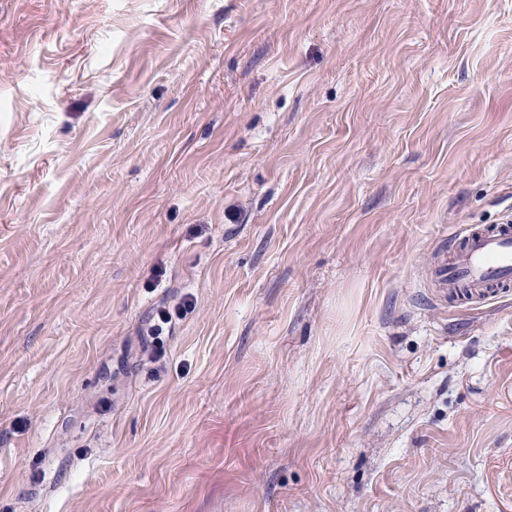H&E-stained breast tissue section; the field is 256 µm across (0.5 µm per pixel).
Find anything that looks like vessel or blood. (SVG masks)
Instances as JSON below:
<instances>
[{"label":"vessel or blood","mask_w":512,"mask_h":512,"mask_svg":"<svg viewBox=\"0 0 512 512\" xmlns=\"http://www.w3.org/2000/svg\"><path fill=\"white\" fill-rule=\"evenodd\" d=\"M459 245L438 256L432 280L441 293L459 287L485 298L497 288L512 286V225L494 232H477L464 227L458 232Z\"/></svg>","instance_id":"b4317fda"}]
</instances>
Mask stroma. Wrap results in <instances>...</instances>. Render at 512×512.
<instances>
[{"label":"stroma","mask_w":512,"mask_h":512,"mask_svg":"<svg viewBox=\"0 0 512 512\" xmlns=\"http://www.w3.org/2000/svg\"><path fill=\"white\" fill-rule=\"evenodd\" d=\"M509 221L512 0H0V512H512ZM459 245L437 256L432 280L442 294L459 287L485 298L496 288L512 285V225L502 224L495 232H476L463 227ZM191 307L192 301L189 298H185L175 307L158 308L152 315L151 335H161L165 327L170 325L175 318H179L184 310Z\"/></svg>","instance_id":"stroma-1"}]
</instances>
